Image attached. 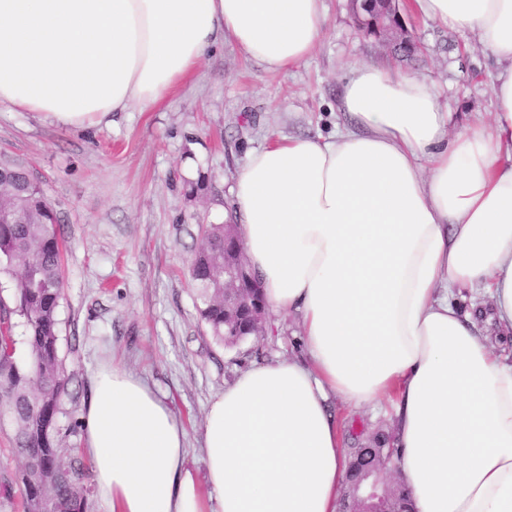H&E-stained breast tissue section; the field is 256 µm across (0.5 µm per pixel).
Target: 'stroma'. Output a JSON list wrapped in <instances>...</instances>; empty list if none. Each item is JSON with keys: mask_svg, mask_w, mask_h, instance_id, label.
I'll list each match as a JSON object with an SVG mask.
<instances>
[{"mask_svg": "<svg viewBox=\"0 0 512 512\" xmlns=\"http://www.w3.org/2000/svg\"><path fill=\"white\" fill-rule=\"evenodd\" d=\"M325 8L317 48L287 72L265 71L228 43L161 105L113 113L98 127L77 130L0 105V160L26 166L58 218V355L68 380L57 416L62 464L83 446L89 378L100 366L119 364L167 395L200 469L211 398L252 364L302 355L293 314L268 313L262 336L233 345L213 336L188 266L201 244L199 224L223 223L233 176L253 149L273 133L326 137L344 124L338 93L348 64H382L435 83L450 130L491 112L496 64L460 33L405 14L427 54L399 63L355 27L349 0H325ZM459 303L494 349H512V332L492 319L485 294L463 290ZM332 407L346 448L391 439L389 402L356 407L337 399ZM21 469L13 433L0 426V512H23Z\"/></svg>", "mask_w": 512, "mask_h": 512, "instance_id": "obj_1", "label": "stroma"}]
</instances>
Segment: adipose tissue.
Listing matches in <instances>:
<instances>
[{"label": "adipose tissue", "instance_id": "obj_1", "mask_svg": "<svg viewBox=\"0 0 512 512\" xmlns=\"http://www.w3.org/2000/svg\"><path fill=\"white\" fill-rule=\"evenodd\" d=\"M409 8L495 60L490 116L449 134L425 79L356 62L343 129L249 153L224 220L268 307L298 313L304 356L212 398L201 471L166 398L102 367L84 414L102 512H338L334 397L390 402L412 512H512V356L449 297L487 289L512 330V0ZM324 24V0H0V104L86 129L158 106L227 42L288 71Z\"/></svg>", "mask_w": 512, "mask_h": 512}]
</instances>
